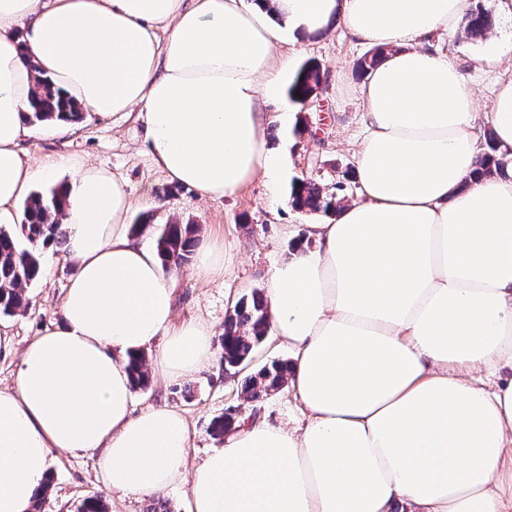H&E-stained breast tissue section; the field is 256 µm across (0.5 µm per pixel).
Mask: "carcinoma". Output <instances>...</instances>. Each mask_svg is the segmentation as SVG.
<instances>
[{"label":"carcinoma","mask_w":512,"mask_h":512,"mask_svg":"<svg viewBox=\"0 0 512 512\" xmlns=\"http://www.w3.org/2000/svg\"><path fill=\"white\" fill-rule=\"evenodd\" d=\"M493 26L489 12L480 7L469 9L462 27L467 36L481 37ZM381 50L373 49L356 64L359 76H365L380 60ZM321 81L319 65L307 62L296 74L289 94L297 102L305 103L313 89ZM40 93L29 105L33 123L56 119L76 124L83 120V108L74 103L52 79L37 78ZM484 174H504L507 154L499 151L493 134H488L483 148ZM295 208L310 212L332 214L336 210V196L324 193L312 182L301 181L291 192ZM65 204L59 189L50 195L35 194L28 198L24 207L26 223L14 231L0 228V312L15 314L24 308L23 288L38 276L40 262L37 247L54 245L64 247L68 242L65 225L60 222ZM196 227L193 224H163L157 229L154 247L163 268L171 270L189 263L195 246ZM270 331L265 297L255 292L251 297L240 299L224 322L220 337V349L224 369L235 375L244 371L253 361L256 349L266 340ZM134 388L144 389L149 384L146 357L130 359ZM288 361L283 359L266 363L244 376L241 390L246 397L258 400L272 391L282 388L288 375Z\"/></svg>","instance_id":"1"}]
</instances>
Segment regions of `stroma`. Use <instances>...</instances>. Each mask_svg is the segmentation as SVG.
Listing matches in <instances>:
<instances>
[{"label": "stroma", "mask_w": 512, "mask_h": 512, "mask_svg": "<svg viewBox=\"0 0 512 512\" xmlns=\"http://www.w3.org/2000/svg\"><path fill=\"white\" fill-rule=\"evenodd\" d=\"M481 4L495 17L492 29L477 39L460 30L450 33L443 49L472 81L478 91L479 109L487 112L497 74L474 69L471 60L494 50L496 41L512 38V17L502 13L500 0H481ZM367 50V44L339 27L317 38L294 37L279 48V55L292 56L294 68L312 60L320 64L324 76L317 99L297 108L292 125L275 121L266 130L267 147L281 161L273 187L266 177L259 176L235 196L215 200L200 198L187 186L175 187L154 164L144 128L132 116L103 119L89 112L67 137L33 136L23 141L22 149L37 164L69 153L126 179L133 200L128 224L192 223L198 227V240L210 238L220 243L223 277L206 283L193 279L189 267H182L175 301L177 319L199 317L219 332L241 298L266 290L273 267L287 257L295 240L305 236L308 224L316 222L315 214L292 207L291 187L295 182L315 183L347 200L357 197L354 149L364 135V126L356 92L361 79L355 64ZM38 254L47 273L27 286L25 310L0 315L1 390L12 387L23 348L60 322L61 301L73 267L65 251L58 248L42 247ZM164 403L178 408L189 422L188 461L192 464L221 447L211 423L224 414L283 424L302 418L297 401L287 390L271 392L257 401L245 399L239 376L226 373L220 364L187 381L170 383L151 376L147 389L135 393V411ZM50 472L54 481L41 512H77L89 496L100 498L108 512H152L160 502L166 503L169 512H188L187 487L183 484L138 499L112 493L97 468L95 455L88 452L51 451Z\"/></svg>", "instance_id": "1"}]
</instances>
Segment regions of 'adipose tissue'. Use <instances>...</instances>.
<instances>
[{
  "label": "adipose tissue",
  "instance_id": "1",
  "mask_svg": "<svg viewBox=\"0 0 512 512\" xmlns=\"http://www.w3.org/2000/svg\"><path fill=\"white\" fill-rule=\"evenodd\" d=\"M466 0H0V223L69 172L75 273L60 324L0 390V512H31L49 452L93 450L124 497L188 485L190 512H512V173L478 171L489 124L512 151V70L492 110L439 47ZM382 49L359 87L357 200L311 224L265 294L299 425L244 421L189 464L190 426L133 409L132 356L165 381L217 363L214 331L177 321L174 274L131 233L124 180L65 153L24 161L36 73L102 117L136 115L154 163L201 197L275 180L267 106L287 33L332 26Z\"/></svg>",
  "mask_w": 512,
  "mask_h": 512
}]
</instances>
